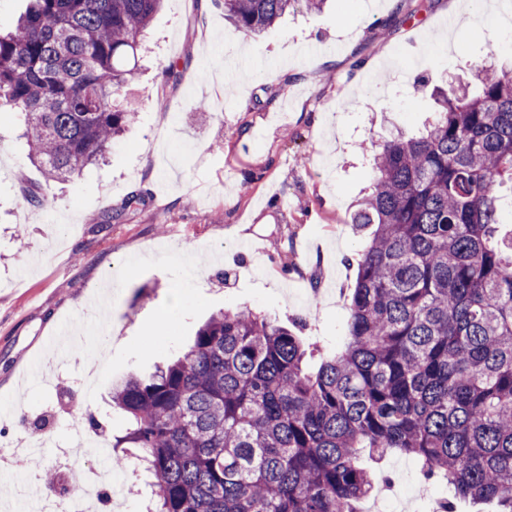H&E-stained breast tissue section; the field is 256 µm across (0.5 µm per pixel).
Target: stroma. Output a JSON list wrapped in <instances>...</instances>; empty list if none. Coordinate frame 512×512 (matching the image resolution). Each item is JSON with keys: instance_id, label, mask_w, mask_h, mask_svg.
Instances as JSON below:
<instances>
[{"instance_id": "stroma-1", "label": "stroma", "mask_w": 512, "mask_h": 512, "mask_svg": "<svg viewBox=\"0 0 512 512\" xmlns=\"http://www.w3.org/2000/svg\"><path fill=\"white\" fill-rule=\"evenodd\" d=\"M500 13L502 26L453 12L449 0H329L254 35L225 19L224 0H164L130 86L136 123L70 182L46 183L18 137L21 120L0 112V409L11 412L0 450L33 427L47 434L40 467L20 460L0 472L11 500L0 512H31L23 490L42 483L68 439L66 410L121 434L113 383L172 360L211 314L248 308L285 325L302 318L319 342L346 336V296L370 237L351 222L371 183V157L356 146L418 133L436 109L434 87L467 82L474 59L512 67V0ZM228 64L243 71L229 87ZM408 71L421 83H406ZM115 211L120 222L94 226ZM31 253L39 264L26 265ZM191 253L203 266L178 302ZM68 330L82 336L69 356L107 358L93 395L70 371L51 388L24 377ZM373 477L397 512H428L411 458L393 454Z\"/></svg>"}]
</instances>
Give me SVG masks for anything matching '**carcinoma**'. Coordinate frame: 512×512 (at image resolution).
Masks as SVG:
<instances>
[{
    "label": "carcinoma",
    "mask_w": 512,
    "mask_h": 512,
    "mask_svg": "<svg viewBox=\"0 0 512 512\" xmlns=\"http://www.w3.org/2000/svg\"><path fill=\"white\" fill-rule=\"evenodd\" d=\"M163 0H30L0 32V108L29 158L67 182L136 119L120 101ZM224 0L259 34L298 5ZM418 137L379 147L352 223L372 226L349 294L348 335L323 347L270 316L224 309L171 364L112 387L122 436L109 472L149 474L155 512H358L361 462L414 458L455 499L512 512V69L471 65Z\"/></svg>",
    "instance_id": "carcinoma-1"
}]
</instances>
